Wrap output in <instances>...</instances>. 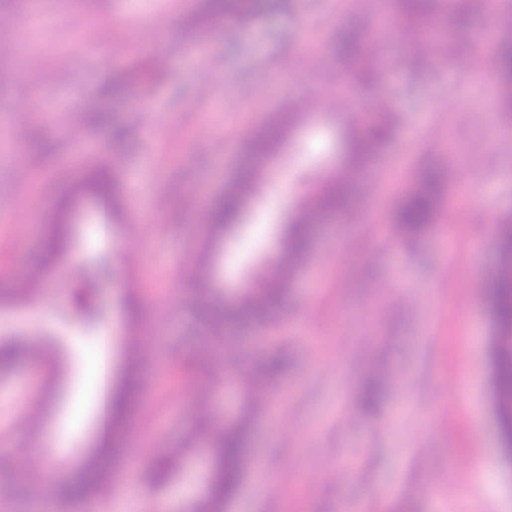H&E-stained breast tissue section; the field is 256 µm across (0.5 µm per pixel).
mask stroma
Wrapping results in <instances>:
<instances>
[{"label": "stroma", "instance_id": "1", "mask_svg": "<svg viewBox=\"0 0 512 512\" xmlns=\"http://www.w3.org/2000/svg\"><path fill=\"white\" fill-rule=\"evenodd\" d=\"M361 5L290 0L275 17L231 28L206 0H0V334L68 336L56 377L31 373L28 360L0 372V512H35L10 489L17 474L49 496L97 449L85 371L99 332L71 319L76 304L109 315L113 385L129 338H145V385L126 419L113 493L63 512H182L202 494L199 444L168 483L151 478L158 449L184 447L202 406L239 405L215 380L188 268L205 258L216 283L242 288L277 253L275 224L336 160L334 129L315 99L336 70L327 46ZM46 39L52 53H28ZM391 51L396 67L382 94L401 121L352 215L319 224L275 324L232 337L228 365L278 349L288 368L250 440L272 482L256 491L246 473L225 512H512V462L493 401L494 326L480 290L498 262L488 220L512 212V141L491 111L498 81L414 58L396 36ZM303 101L310 116L272 155L245 227L205 249L207 217L188 198L222 195L250 133ZM425 163L450 173L439 225L395 242L390 216ZM99 165L118 187L108 254L95 197L67 196L58 178L66 169L77 183ZM479 181L492 191L470 199ZM62 212L67 242L49 265L48 243L30 227ZM36 270L41 293L12 302ZM374 366L388 393L365 416L357 383ZM60 426L73 429L62 452L47 439ZM478 460L498 493L475 478Z\"/></svg>", "mask_w": 512, "mask_h": 512}]
</instances>
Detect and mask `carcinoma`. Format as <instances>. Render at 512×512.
Masks as SVG:
<instances>
[{"instance_id":"obj_1","label":"carcinoma","mask_w":512,"mask_h":512,"mask_svg":"<svg viewBox=\"0 0 512 512\" xmlns=\"http://www.w3.org/2000/svg\"><path fill=\"white\" fill-rule=\"evenodd\" d=\"M496 3L497 0H392V8L397 26L415 56L431 55L465 72L471 54L463 52L447 31L428 26L427 20L445 21L451 17L457 26L464 27L477 6L493 7ZM277 6L278 0H207L209 12L224 16L227 23L267 16L275 12ZM388 51L384 28L371 29L356 14L337 43V58L342 68L359 84L377 90L388 78V71L379 63ZM494 59L501 82L494 95L493 110L509 122L512 120V21L496 37ZM323 115L341 128L342 157L330 171L317 176L314 188L304 196L296 212L287 223L280 225V249L276 256L256 268L249 287L230 292L212 286L206 261H197L190 270L201 285L197 318L215 342V354L220 359L224 340L234 329L275 321L292 282L309 258L317 222L326 216L350 211L360 183L382 151L387 135L400 121V113L382 96L373 100L372 112L361 121L351 117L347 103L339 96L329 100ZM308 116L310 113L301 105L279 113L257 131L249 145V165L222 197L204 204L210 215V224L205 226L206 241L219 240L237 229L246 204L258 194L267 178V162L278 143ZM439 199L437 174L429 169L415 173L411 188L391 218L397 239L409 242L427 233L436 223ZM44 231L51 239L53 254L61 256L67 226L48 224ZM495 238L499 267L482 288L496 326L492 351L494 406L500 434L509 440L512 438V214L497 219ZM29 350L30 342L25 338L0 343V366L8 368L19 357L27 356ZM128 364L123 386L113 395L112 404L106 410V448L62 481L53 505L93 496L99 488L100 473L117 458L124 439L125 416L142 387L135 337L130 343ZM279 370V356L270 351L248 367L235 369L225 378L217 377L234 386L240 405L231 417L211 413L201 416L197 432L190 437L191 445L197 437H205L208 448L207 490L191 512H223L224 506L234 498L244 476L243 464L249 453L253 426L278 384ZM387 384L388 379L382 374H366L359 385L360 405L367 409L375 407ZM187 452V448H177L161 457L155 466L157 476L164 478L176 470Z\"/></svg>"}]
</instances>
